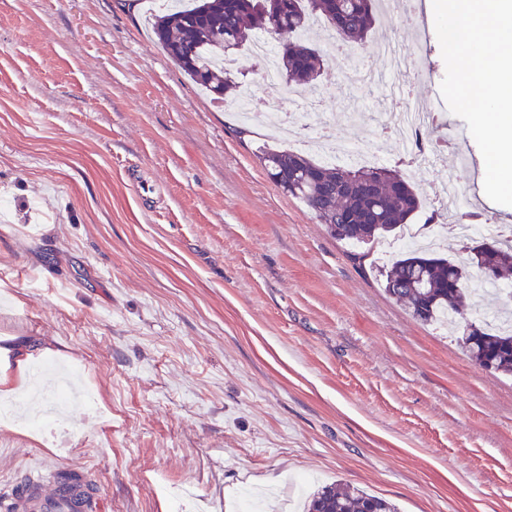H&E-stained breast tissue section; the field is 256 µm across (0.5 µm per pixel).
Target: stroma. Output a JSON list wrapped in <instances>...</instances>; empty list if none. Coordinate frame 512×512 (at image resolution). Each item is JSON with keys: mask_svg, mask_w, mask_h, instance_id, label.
<instances>
[{"mask_svg": "<svg viewBox=\"0 0 512 512\" xmlns=\"http://www.w3.org/2000/svg\"><path fill=\"white\" fill-rule=\"evenodd\" d=\"M140 0H0V335L73 350L53 359L94 408L62 404L61 430L26 428L36 388L0 422V497L81 470L103 512H238L277 493L293 512L344 483L400 512H512V376L471 361L454 334L386 294L398 251L362 261L267 176L272 130L239 135L156 41ZM421 97L460 142L458 177L485 225L482 155L441 95L445 64L425 7ZM332 58L313 94L336 141L372 147L387 90L349 86ZM448 162L411 178L414 223L449 255L469 241L437 205Z\"/></svg>", "mask_w": 512, "mask_h": 512, "instance_id": "1", "label": "stroma"}]
</instances>
